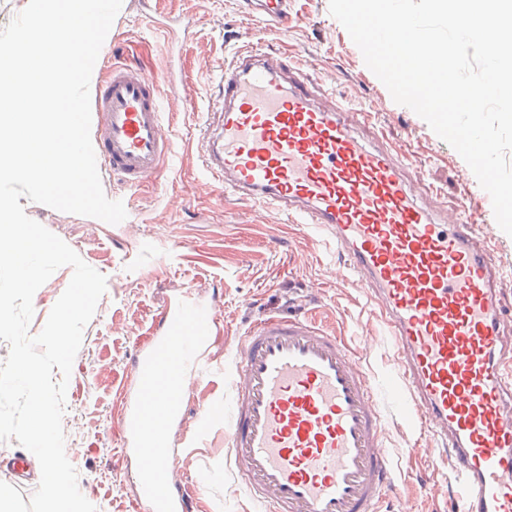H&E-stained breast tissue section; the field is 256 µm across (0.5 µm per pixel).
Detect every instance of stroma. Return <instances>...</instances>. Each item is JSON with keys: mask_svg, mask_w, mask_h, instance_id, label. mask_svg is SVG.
Segmentation results:
<instances>
[{"mask_svg": "<svg viewBox=\"0 0 512 512\" xmlns=\"http://www.w3.org/2000/svg\"><path fill=\"white\" fill-rule=\"evenodd\" d=\"M291 13L288 30L267 37L263 51L287 53L320 88L370 111L383 142L404 149L438 188L441 208L453 211L464 200H478L482 189L462 157L394 102L330 14L329 0H292ZM265 26L249 15L244 0H123L94 70L102 79L119 63L158 81L173 157L137 189L101 172L106 196L122 201L127 212L116 225L20 200L30 218L107 279L67 386L66 456L97 512H148L136 497L135 463L122 458L121 423L135 385L136 354L162 334V312L188 295L215 306L219 318L208 342L211 370L192 377L183 420L171 430L188 512H261L225 461L223 419H213L204 437L194 430L209 408L230 403L236 347L250 324L277 314L316 315L368 373L396 484L380 512H451V462L433 451L430 437L406 425L390 367L392 340L365 291L337 287L338 258L321 234L290 223L265 203L224 196L203 169L201 124L215 109L216 80L234 52ZM176 241L186 242V249H173ZM71 277V267H61L36 291L30 335L42 330Z\"/></svg>", "mask_w": 512, "mask_h": 512, "instance_id": "stroma-1", "label": "stroma"}]
</instances>
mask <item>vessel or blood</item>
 Here are the masks:
<instances>
[{"mask_svg": "<svg viewBox=\"0 0 512 512\" xmlns=\"http://www.w3.org/2000/svg\"><path fill=\"white\" fill-rule=\"evenodd\" d=\"M268 22L288 0H259ZM203 164L225 193L273 206L325 233L345 286L364 289L394 341L403 409L453 455L455 512H512V338L500 295L512 285L474 228L490 196L447 215L405 153L366 140L371 114L330 98L281 53L238 49L219 83ZM158 83L115 66L94 102L101 166L131 189L174 144ZM214 307L182 302L135 364L126 444L150 512H185L168 431V394L206 372ZM224 409L227 462L265 512H375L393 481L381 413L360 361L308 318L268 316L237 347Z\"/></svg>", "mask_w": 512, "mask_h": 512, "instance_id": "1", "label": "vessel or blood"}]
</instances>
